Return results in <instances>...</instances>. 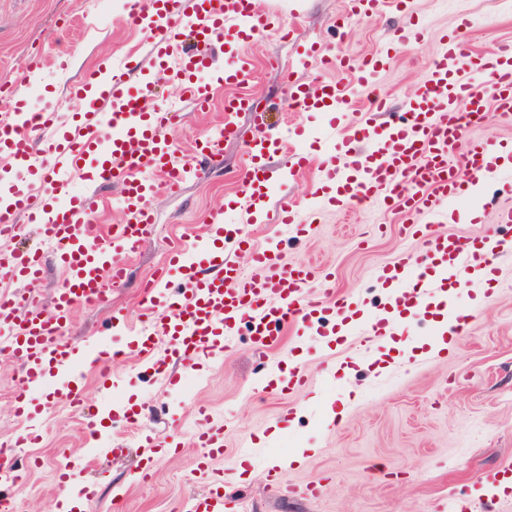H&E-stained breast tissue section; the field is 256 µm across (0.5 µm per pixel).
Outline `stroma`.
Listing matches in <instances>:
<instances>
[{
	"label": "stroma",
	"instance_id": "obj_1",
	"mask_svg": "<svg viewBox=\"0 0 512 512\" xmlns=\"http://www.w3.org/2000/svg\"><path fill=\"white\" fill-rule=\"evenodd\" d=\"M260 13L276 17L282 36H259L249 47L254 63L247 91L253 102L276 104L270 121L288 130L292 139L322 162L335 144L328 138V117L322 112L288 108L284 79L318 80V73L298 66L297 59L312 40H320L328 56L360 58L386 50L392 31L413 17L425 25L421 45L391 53L377 76L390 98L389 112L368 113V92L357 87L355 112L349 122L390 120L403 111L415 89L426 80L442 49L441 38L462 18L472 25L466 38L476 51L512 42V8L503 0H409L405 12L391 11L356 17L345 27L335 23L348 0H256ZM129 0H0V78L28 91L32 112L58 109L61 119L80 111L71 88L94 67L123 66L129 53L141 51L144 33L129 21ZM42 58L39 71L31 61ZM155 97L147 108L178 110L181 119L164 131L179 154L193 151L195 141L219 131L224 123L226 89H219L210 109L195 112L182 101L169 72L147 68ZM257 133L253 113L239 118V134L224 142V153L201 179L185 182L174 194L159 197L155 222L139 250L127 262V281L114 288L106 302L75 309L66 338L90 350L118 351L110 379L86 370L84 394L98 426L89 429L82 412L48 402L36 394L45 410L30 426L41 435L18 456L39 458L25 484L9 487L13 512H47L58 493L56 471L79 456L91 458L87 482L97 492L86 512H183L190 495L205 492L208 481L198 469L194 446L197 407L215 420L228 421L224 455L211 463L224 475L226 496L241 500L242 512H445L450 497L475 496L478 480L489 470L512 465V264H503L495 280L471 284L463 298L492 293L467 333L449 340L441 355L432 346L442 334L441 317L400 328L398 350L385 359L360 354V337L338 340L336 353L322 349L320 336L284 338L260 357L247 334L236 336L221 359L185 372L182 390H170L164 379L137 357L126 334H108L110 316L127 314L141 326L140 286L156 278L183 233L205 236L211 213L223 212L228 224L240 221L236 174L244 159V143ZM290 155L278 152L267 166L274 183L254 218L250 244L234 235L224 241L225 256L242 267L251 265V245H273L286 264L309 263L329 272L314 290L337 294L361 293L360 317L388 312V290L374 276L403 252L421 249L419 237L403 234L405 216L399 208L361 205L344 212L325 207L302 225L274 223L281 195L306 202L316 173L287 179ZM511 199L496 185L467 191L447 213L444 231L476 242L497 222V205ZM281 369L301 367L308 384L281 396L279 379L269 375V390L253 391L251 381L267 361ZM19 367L0 355V442L14 440L28 424L14 413ZM140 413L141 435H123V410ZM171 441V449L155 453L141 447L142 435ZM127 449L114 460L105 450L117 437ZM282 459L285 483L321 487L318 498H285L266 483L274 459ZM149 480H142L144 468Z\"/></svg>",
	"mask_w": 512,
	"mask_h": 512
}]
</instances>
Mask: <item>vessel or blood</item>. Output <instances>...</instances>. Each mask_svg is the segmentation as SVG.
Here are the masks:
<instances>
[{
  "label": "vessel or blood",
  "mask_w": 512,
  "mask_h": 512,
  "mask_svg": "<svg viewBox=\"0 0 512 512\" xmlns=\"http://www.w3.org/2000/svg\"><path fill=\"white\" fill-rule=\"evenodd\" d=\"M135 7L153 66L172 68L184 102L197 111L209 108L217 84L236 88L237 93L224 101L223 129L198 143L193 155L183 160L162 135L177 113L159 107L146 110L151 83L132 86L126 79L140 69L139 58H129L119 70H94L74 88L85 108L70 130L58 128L56 112L29 113L24 98L11 94V117L0 121V157L30 170L39 188L19 189L0 200V237L13 238L25 220L37 225L42 240L35 249L0 252V278L25 286L24 292L0 296V349L9 351L21 368L14 407L19 417L30 414L28 393L42 391L56 374L64 380L54 389V398L84 409L77 366L86 351L59 339V327L77 306L105 302L124 280L126 258L138 250L153 222L154 197L175 192L185 179L204 174L218 162L224 140L238 133L240 113L252 109L245 90L251 61L237 57L214 80L212 50L219 43L232 46L256 39L271 25V16L254 12L249 0H136ZM340 63L356 85L370 89L373 111H387V101L374 83L383 57L357 60L345 55ZM288 95L300 111L331 113L330 127L344 147L324 162L335 184L333 197L313 193L311 209L329 199L341 210L362 204L381 207L396 200L410 216H428L421 230L423 250L382 270L384 281L396 288L392 305L411 307L423 316L434 294L444 293L449 282L467 284L479 272L494 275L512 231L511 206L499 209L497 225L472 248L439 232L438 223L442 205L459 197L466 182L490 177L512 194V156L466 136L484 122L488 106L512 113L511 42L476 53L461 31L446 35L414 105L383 125L345 123L352 93L343 84L292 80ZM361 142L368 143L367 151H357ZM284 145L281 131L267 123L246 143L239 176L242 214H252L267 181V160ZM110 182L121 184L124 210L120 223L107 228L97 224L94 215L100 190ZM223 221L222 214H214L208 239L171 251L170 275L183 281L184 292L169 294L167 277L144 284L143 314L151 325L134 332V343L148 364L158 366L162 350L188 369L200 360L219 358L225 343L243 326L259 354L277 345L287 329H308L331 319L348 329L359 326L361 335L378 342L392 335L390 326L357 322L353 296H314L313 268L280 263L266 248L253 249L256 270L250 274L225 260ZM48 253L65 279L54 292L50 311L44 312L38 287ZM195 445L202 450L200 467H208L223 454V424L205 420ZM233 510L219 485L185 505V512Z\"/></svg>",
  "instance_id": "obj_1"
}]
</instances>
